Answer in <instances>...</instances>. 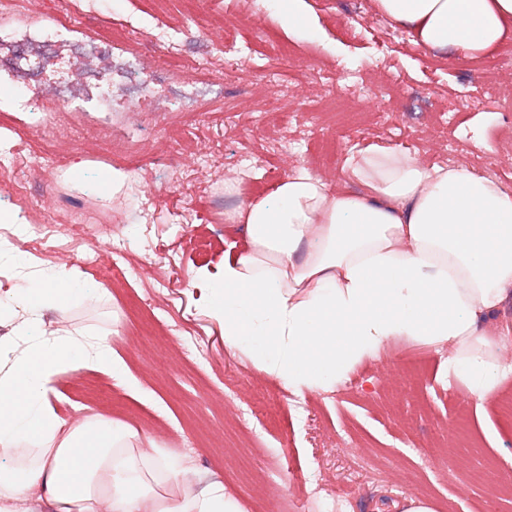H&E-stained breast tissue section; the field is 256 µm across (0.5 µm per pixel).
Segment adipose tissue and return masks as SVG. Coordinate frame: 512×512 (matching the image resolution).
<instances>
[{"instance_id": "1", "label": "adipose tissue", "mask_w": 512, "mask_h": 512, "mask_svg": "<svg viewBox=\"0 0 512 512\" xmlns=\"http://www.w3.org/2000/svg\"><path fill=\"white\" fill-rule=\"evenodd\" d=\"M289 30L316 37L304 0H263ZM415 46L459 59L495 55L512 40V0H372ZM334 185L298 164L226 219L246 240L217 270L200 269L228 348L292 394L330 393L392 341L446 353L443 367L483 401L512 378V189L462 164H427L392 147L349 155ZM82 275L49 267L0 298L30 335L51 302L91 294ZM123 380L104 341L54 331L0 364V458L38 447L28 465H0V512H245L217 480L195 490L192 468L134 425L104 414L66 426L48 395L64 369ZM176 489H169L171 479Z\"/></svg>"}]
</instances>
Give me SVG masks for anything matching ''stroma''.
<instances>
[{
  "label": "stroma",
  "mask_w": 512,
  "mask_h": 512,
  "mask_svg": "<svg viewBox=\"0 0 512 512\" xmlns=\"http://www.w3.org/2000/svg\"><path fill=\"white\" fill-rule=\"evenodd\" d=\"M0 0V10L19 9L44 21L67 5L81 12L69 34L66 57L76 67L97 57L117 91L111 110L95 104L97 90L72 91V111L62 113V142L76 144L47 175L33 170L22 189L36 197L33 211L0 198V218L36 224L45 217L65 224L71 212L86 222L76 239L56 240L34 254L36 267L66 266L88 276L97 291L88 297L46 305L40 328L59 327L75 338L104 339L125 365L126 384L82 369L60 373L50 402L66 423L103 413L153 435L165 451L185 432L199 446L190 454L196 486L223 480L247 512H401L406 496L433 499L438 512H512V424L503 419L500 397L512 396V379L499 397L468 399L447 377L438 354L400 339L379 358L364 361L333 393H288L259 373L250 357L224 345V324L208 314V298L195 286L200 268H216L241 227L224 221L239 198L264 194L292 165L303 164L329 180L340 176L348 154L369 147H395L426 163L451 148L455 162L478 173L494 170L512 188V105L499 103L491 85L512 87V55L457 61L406 46L383 45L368 18L371 0H305L330 40L351 64L383 59L394 78L375 80L369 98L332 99L327 86L305 75L309 65L337 69L320 40L293 33L278 18L257 10L254 0H210L216 22L238 33L235 52L224 54L191 41L182 45L179 67L163 62L154 44L157 28L178 27L181 16L168 0ZM143 21L128 35L125 22ZM160 60L159 94L130 121L121 92L135 83L137 54ZM273 71L291 92L280 97L258 76ZM0 99V144L42 148L35 130L41 112L10 111ZM287 124V154L269 150L266 133ZM142 143L133 177L154 196L151 219L140 216V200L113 193L112 171L128 165V150ZM210 147L214 162L200 171L195 151ZM181 154L177 185L169 183L168 160ZM255 167L261 177L229 194L224 183ZM135 235L121 256L112 246L125 225ZM102 262L86 264L87 255ZM192 334L207 357L189 363L177 341ZM428 362L407 379L402 355Z\"/></svg>",
  "instance_id": "35a3bbf8"
}]
</instances>
